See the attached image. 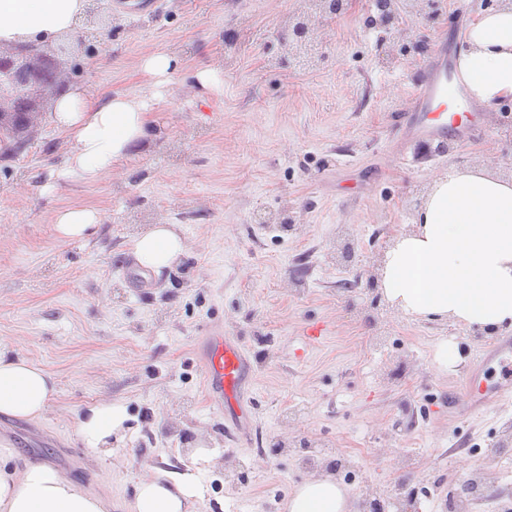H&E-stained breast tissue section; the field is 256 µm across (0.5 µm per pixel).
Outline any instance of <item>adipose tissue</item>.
I'll use <instances>...</instances> for the list:
<instances>
[{
    "instance_id": "ef3b65f1",
    "label": "adipose tissue",
    "mask_w": 512,
    "mask_h": 512,
    "mask_svg": "<svg viewBox=\"0 0 512 512\" xmlns=\"http://www.w3.org/2000/svg\"><path fill=\"white\" fill-rule=\"evenodd\" d=\"M88 0H0V46L43 45L75 31ZM457 71L477 102L512 97V10L496 8L473 21ZM54 119L69 148L53 177L90 184L112 171L144 138L152 119L140 95L105 96L89 85L59 97ZM184 250L160 224L138 237L139 264L160 269ZM386 300L404 315L452 318L484 329L512 327V182L482 168L450 170L434 178L413 230L396 236L382 268ZM55 393L52 376L21 357L0 355V415L37 419ZM125 418L122 406L102 402L78 422L92 449L111 448ZM0 448V512H106L99 496L42 464L12 465ZM196 480L187 473L150 468L138 483L129 512H197ZM286 512H350L346 489L315 476L290 494Z\"/></svg>"
}]
</instances>
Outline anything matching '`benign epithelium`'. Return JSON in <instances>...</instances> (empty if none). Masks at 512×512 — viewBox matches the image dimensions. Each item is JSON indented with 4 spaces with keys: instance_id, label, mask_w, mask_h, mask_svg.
Returning <instances> with one entry per match:
<instances>
[{
    "instance_id": "benign-epithelium-1",
    "label": "benign epithelium",
    "mask_w": 512,
    "mask_h": 512,
    "mask_svg": "<svg viewBox=\"0 0 512 512\" xmlns=\"http://www.w3.org/2000/svg\"><path fill=\"white\" fill-rule=\"evenodd\" d=\"M344 0H318V8L293 15L285 54L314 61L324 23L340 14ZM71 79L57 56L33 46L0 48V142L12 143L14 156L31 140L45 103L61 96Z\"/></svg>"
}]
</instances>
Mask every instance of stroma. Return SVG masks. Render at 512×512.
<instances>
[{
    "mask_svg": "<svg viewBox=\"0 0 512 512\" xmlns=\"http://www.w3.org/2000/svg\"><path fill=\"white\" fill-rule=\"evenodd\" d=\"M97 0L82 27L56 41L79 83L100 93L151 95L147 55L170 54L169 83L149 134L91 185L50 180L67 147L45 113L16 158L0 159V352L49 372L56 392L35 421L0 416L12 463H44L127 512L148 467L193 472L198 512H285L316 474L306 459H339L358 512L366 494L407 512H454L464 481L483 494L470 512H512V399L470 406L479 352L511 327L484 331L447 318L411 319L375 300L369 277L409 231L434 179L449 167L512 164L500 103H469L477 133L438 143L401 138L414 85L435 49L456 61L489 0H426L408 23H379L378 0H346L324 26L310 66L281 50L299 0ZM407 25L419 51L386 43ZM214 70L218 86L199 73ZM48 192H41L43 184ZM90 207L84 239L55 230L56 214ZM165 224L185 250L140 295L121 270L133 239ZM349 239L354 256L336 249ZM223 328L256 368L251 440L205 393L196 341ZM458 359L443 366L444 344ZM126 418L112 452L77 433L89 407Z\"/></svg>",
    "mask_w": 512,
    "mask_h": 512,
    "instance_id": "obj_1",
    "label": "stroma"
}]
</instances>
